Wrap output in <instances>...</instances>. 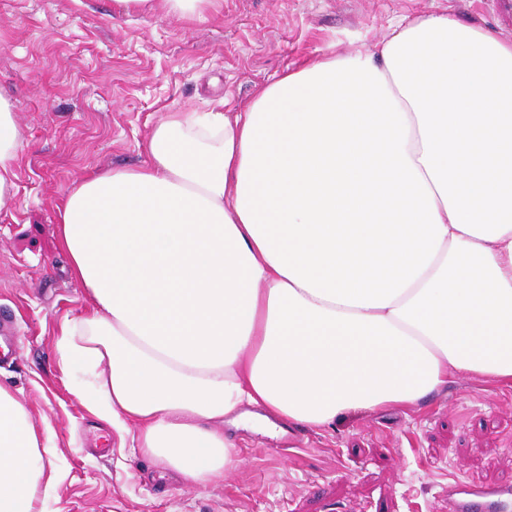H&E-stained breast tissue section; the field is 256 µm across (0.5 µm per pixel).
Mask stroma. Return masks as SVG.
Wrapping results in <instances>:
<instances>
[{
  "mask_svg": "<svg viewBox=\"0 0 512 512\" xmlns=\"http://www.w3.org/2000/svg\"><path fill=\"white\" fill-rule=\"evenodd\" d=\"M448 14L512 38V0H224L189 24L117 16L112 0H0V93L21 127L17 190L0 208V315L14 352L0 384L49 426L64 478L47 512H448V483L512 484V387L450 377L416 408L320 429L228 427L240 461L197 483L131 456L102 429L57 350L88 304L57 246L67 189L98 168L141 166L170 112L243 106L255 85L321 55L374 44L403 18Z\"/></svg>",
  "mask_w": 512,
  "mask_h": 512,
  "instance_id": "35a3bbf8",
  "label": "stroma"
}]
</instances>
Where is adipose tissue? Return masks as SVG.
Wrapping results in <instances>:
<instances>
[{"instance_id": "obj_1", "label": "adipose tissue", "mask_w": 512, "mask_h": 512, "mask_svg": "<svg viewBox=\"0 0 512 512\" xmlns=\"http://www.w3.org/2000/svg\"><path fill=\"white\" fill-rule=\"evenodd\" d=\"M224 0H112L209 19ZM21 133L0 95V206ZM147 164L74 183L59 247L89 305L63 361L87 411L195 482L224 475L248 409L321 427L414 407L449 376L512 387V40L448 15L171 112ZM49 432L0 385V512L62 480Z\"/></svg>"}]
</instances>
